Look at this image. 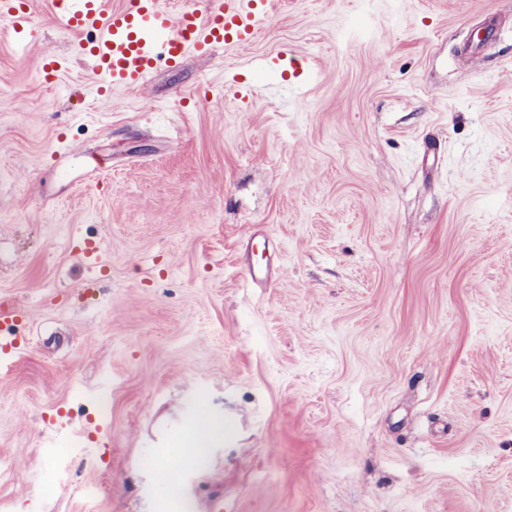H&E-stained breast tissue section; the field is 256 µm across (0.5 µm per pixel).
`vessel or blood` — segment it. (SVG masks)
I'll list each match as a JSON object with an SVG mask.
<instances>
[{
    "mask_svg": "<svg viewBox=\"0 0 512 512\" xmlns=\"http://www.w3.org/2000/svg\"><path fill=\"white\" fill-rule=\"evenodd\" d=\"M269 14L268 0H219L205 13L184 11L171 15L161 0H129L125 8L110 9L107 0H57L59 28L90 33L79 50L92 61L99 86L133 90L158 65H173L185 57L224 43H246L254 38ZM0 19L13 33L30 30L28 0H0ZM264 264H247V282L254 288H272L280 276V247L265 242Z\"/></svg>",
    "mask_w": 512,
    "mask_h": 512,
    "instance_id": "vessel-or-blood-1",
    "label": "vessel or blood"
}]
</instances>
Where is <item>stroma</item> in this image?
I'll return each mask as SVG.
<instances>
[{"label": "stroma", "mask_w": 512, "mask_h": 512, "mask_svg": "<svg viewBox=\"0 0 512 512\" xmlns=\"http://www.w3.org/2000/svg\"><path fill=\"white\" fill-rule=\"evenodd\" d=\"M30 8L28 51L0 31L29 313L0 512H512V0H272L108 95ZM254 229L276 287L245 284ZM204 410L224 441L168 485ZM258 234L254 233L247 238L246 244V252H247V260H246V271H247V282L251 286V288H273L276 285L277 279L280 276L281 264H280V254L281 248L273 243L269 242L266 238H264V249L267 253V259L264 264L256 265L254 264L249 255L251 251L252 244L256 238H258Z\"/></svg>", "instance_id": "obj_1"}]
</instances>
